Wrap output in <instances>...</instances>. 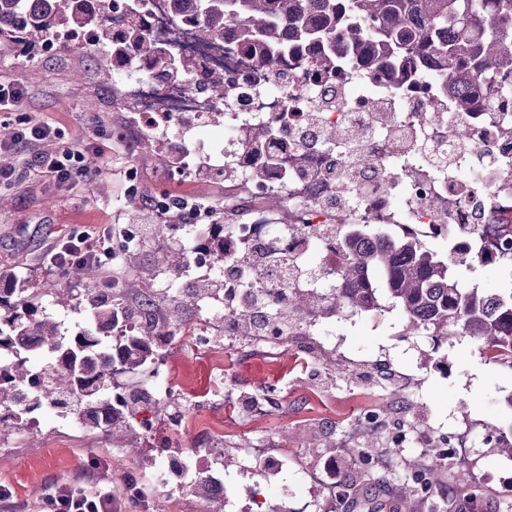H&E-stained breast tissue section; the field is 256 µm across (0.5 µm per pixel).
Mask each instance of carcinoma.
<instances>
[{
  "label": "carcinoma",
  "instance_id": "1",
  "mask_svg": "<svg viewBox=\"0 0 512 512\" xmlns=\"http://www.w3.org/2000/svg\"><path fill=\"white\" fill-rule=\"evenodd\" d=\"M98 2L95 10L88 0H0V41L30 58L55 44V33L64 30L72 37L89 36L84 44L90 48L111 45L117 59H151L173 78L189 77L194 64L150 38L146 15L130 12L117 37L114 0ZM173 6L178 20L194 26L198 40L221 41L232 28L234 45L257 54L278 56L322 43L359 62L386 64L403 79L428 62L445 65L448 93L463 110L492 76L512 74V0H173ZM266 135L262 127L248 131L243 147L262 149ZM200 234L216 256L224 257L220 225H204ZM345 248L349 258L337 272L344 287L331 296L293 294L288 306L269 310L268 324L245 301L234 313L242 339L275 332L304 312L365 311L386 299L401 309L409 332L473 338L488 363L512 371V290L493 293L458 275L484 264L483 250L440 257L408 234L366 242L355 235ZM94 273L93 266L79 262L60 269L68 282ZM45 295L26 278L0 288V430L33 421L48 408L121 436L130 419L154 409L156 400L146 390L112 394V377L153 363L158 342L175 337L173 328L181 326L182 299L148 290L131 304L123 290H112L110 280L97 294L65 288L59 303L86 318L85 326L69 334L44 305ZM136 322V333L114 334ZM403 464L412 481L399 488V512H409L418 491L439 485L440 465L420 459ZM188 488L207 503L205 512L217 499L206 471L198 472Z\"/></svg>",
  "mask_w": 512,
  "mask_h": 512
}]
</instances>
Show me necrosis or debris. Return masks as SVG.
Returning <instances> with one entry per match:
<instances>
[{
    "label": "necrosis or debris",
    "mask_w": 512,
    "mask_h": 512,
    "mask_svg": "<svg viewBox=\"0 0 512 512\" xmlns=\"http://www.w3.org/2000/svg\"><path fill=\"white\" fill-rule=\"evenodd\" d=\"M143 3L154 40L192 58L194 69L175 80L164 67L126 58L115 66L120 105L138 112L153 136L170 134L187 115L202 123L224 117L219 143L178 140L185 165L203 162L224 175L223 257L199 238V226L214 220L208 209L175 234L191 265L224 282L223 306L199 303L198 320L184 331L195 347L207 348L218 330L235 335L234 312L249 292L263 293L271 307L298 291L335 293L343 235L353 226L408 231L427 243L443 238L452 248L483 244L512 258V77L462 112L442 70L424 69L400 87L389 68L343 56L326 74L317 69L319 50L272 60L234 53L176 25L172 0ZM265 125L275 129L265 152L242 150V133ZM461 125L469 130L464 143L455 137ZM328 127L340 133L330 146L322 138ZM394 138L400 149L391 148ZM358 150L374 164L348 172ZM272 195L280 198L274 208L266 205ZM244 247L269 265H237ZM313 251L320 261L310 269L304 260Z\"/></svg>",
    "instance_id": "necrosis-or-debris-1"
}]
</instances>
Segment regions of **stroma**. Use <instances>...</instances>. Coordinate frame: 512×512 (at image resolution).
Returning <instances> with one entry per match:
<instances>
[{
    "mask_svg": "<svg viewBox=\"0 0 512 512\" xmlns=\"http://www.w3.org/2000/svg\"><path fill=\"white\" fill-rule=\"evenodd\" d=\"M100 64L95 53L53 47L26 59L0 44V79L27 89L20 116L59 128L65 142L86 155L96 154L98 142H112L111 151L98 154L99 173L66 188L40 172L30 149L11 151L20 177L0 187L9 201L0 210V275L62 288L64 279L45 258L54 240L101 224L116 234L135 224L138 248L107 275L131 292L144 291L166 273L161 243L151 234L156 213L145 200L162 191L204 204L224 199L223 180L202 167L175 176L173 164L161 159L168 146L141 148L138 117L118 104L119 80H100ZM313 331L284 345L218 342L203 350L177 338L160 347L151 369L169 393L161 412L131 420L125 447L52 412L0 432V485L12 491L9 512H42L49 486L84 485L92 474L102 477L122 512H199V499L180 490L177 478L163 488L154 479L164 462L154 448L165 440L192 467L221 473L218 512H340L317 483L303 481L306 473L330 481L349 476L359 499L352 512H392L395 491L408 476L402 461L420 456L421 447L399 448L388 469H372L358 448L374 439L384 449L389 441L359 429L358 416L370 407L439 441L465 428L475 432L467 465L442 462L440 485L431 496H417L413 512H448L449 503L472 491L479 492L483 512H512V497H503L489 476L512 472V461L495 446L512 431V371L486 362L470 338L450 348L407 334L396 307L320 317ZM399 376L412 381L402 394Z\"/></svg>",
    "mask_w": 512,
    "mask_h": 512,
    "instance_id": "obj_1",
    "label": "stroma"
}]
</instances>
